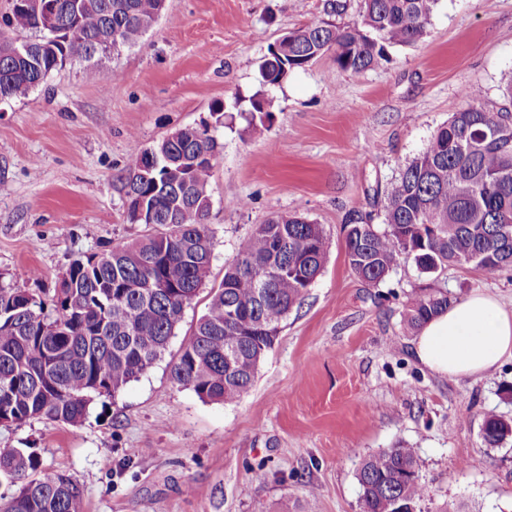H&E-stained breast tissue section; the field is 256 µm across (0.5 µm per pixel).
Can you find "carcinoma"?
<instances>
[{
  "label": "carcinoma",
  "instance_id": "obj_1",
  "mask_svg": "<svg viewBox=\"0 0 512 512\" xmlns=\"http://www.w3.org/2000/svg\"><path fill=\"white\" fill-rule=\"evenodd\" d=\"M55 35L29 0H12L0 16V96L27 97L75 56L92 58L138 42L158 20L162 0H52ZM440 0H362L359 18L288 32V50H269L258 68L262 85L331 53L336 68L357 75L389 49L423 39ZM33 31L30 40L11 34ZM509 103L488 107L465 94L448 122L400 172L381 229L357 218L345 252L352 272L380 284L404 255L434 274L472 265L486 277L512 268V86ZM131 154L117 177L126 221L141 224L139 207L167 230L72 262L45 303L0 285V422L47 419L78 424L91 395H113L161 357L210 271V177L219 156L211 125L179 129ZM327 239L319 224L279 215L242 242L211 289L207 311L180 345L170 381L203 401L236 403L251 389L259 364L282 322L323 269ZM288 266L271 281L266 266ZM456 298L444 288H420L405 304L407 328H419ZM483 438L499 447L512 422L483 421ZM413 448H384L357 471L361 512H416L427 489ZM14 488L0 512H80L73 479L43 466L29 448L0 451V485Z\"/></svg>",
  "mask_w": 512,
  "mask_h": 512
}]
</instances>
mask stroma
Listing matches in <instances>:
<instances>
[{
  "instance_id": "35a3bbf8",
  "label": "stroma",
  "mask_w": 512,
  "mask_h": 512,
  "mask_svg": "<svg viewBox=\"0 0 512 512\" xmlns=\"http://www.w3.org/2000/svg\"><path fill=\"white\" fill-rule=\"evenodd\" d=\"M341 2L336 13L329 0H167L137 45L73 59L27 98L0 102V284L45 301L73 260L158 233L127 223L117 175L132 153L224 104L210 274L165 353L94 397L82 424L0 423V448L34 449L72 477L82 512H360L362 460L399 446L416 449L428 489L417 512H512V441L490 448L482 433L486 413L512 420V357L481 377H442L415 359L404 324L408 294L425 286L488 292L512 311V271L427 275L404 257L373 287L351 271L343 235L357 215L382 224L392 184L465 87L505 104L512 0H440L423 40L360 75L328 54L260 85L283 33L357 17L361 0ZM252 97L266 114L249 112ZM295 213L321 225L327 258L248 394L205 402L174 385L168 364L241 243Z\"/></svg>"
}]
</instances>
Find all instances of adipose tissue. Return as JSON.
Listing matches in <instances>:
<instances>
[{"label":"adipose tissue","mask_w":512,"mask_h":512,"mask_svg":"<svg viewBox=\"0 0 512 512\" xmlns=\"http://www.w3.org/2000/svg\"><path fill=\"white\" fill-rule=\"evenodd\" d=\"M412 351L420 364L443 377L488 373L512 356V312L494 296L473 292L424 323Z\"/></svg>","instance_id":"ef3b65f1"}]
</instances>
